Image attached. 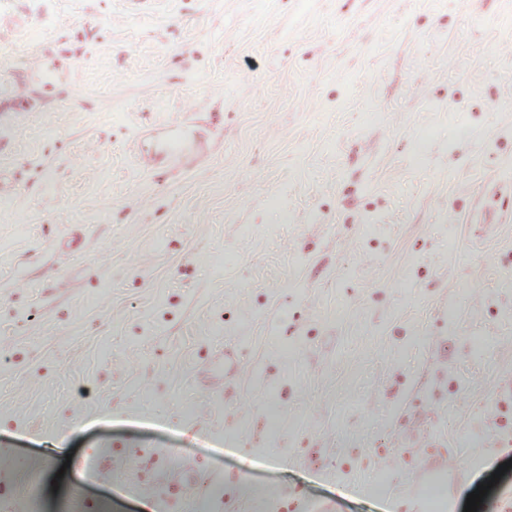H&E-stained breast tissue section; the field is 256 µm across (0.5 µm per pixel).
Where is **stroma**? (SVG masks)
Returning <instances> with one entry per match:
<instances>
[{"label": "stroma", "mask_w": 512, "mask_h": 512, "mask_svg": "<svg viewBox=\"0 0 512 512\" xmlns=\"http://www.w3.org/2000/svg\"><path fill=\"white\" fill-rule=\"evenodd\" d=\"M511 459L512 0H0V512H463Z\"/></svg>", "instance_id": "35a3bbf8"}]
</instances>
